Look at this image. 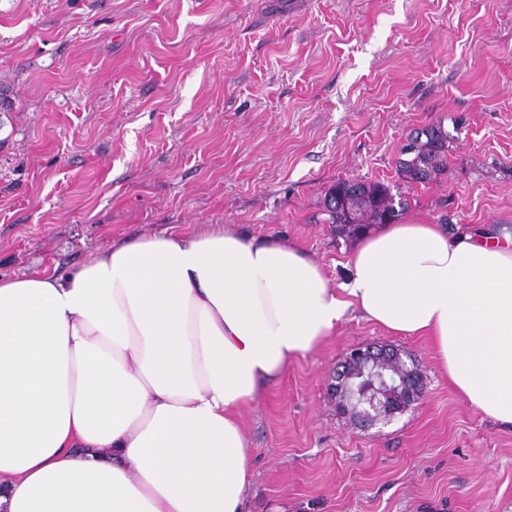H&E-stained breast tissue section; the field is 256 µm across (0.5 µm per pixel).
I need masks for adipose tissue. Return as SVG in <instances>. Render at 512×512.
Instances as JSON below:
<instances>
[{
    "instance_id": "ef3b65f1",
    "label": "adipose tissue",
    "mask_w": 512,
    "mask_h": 512,
    "mask_svg": "<svg viewBox=\"0 0 512 512\" xmlns=\"http://www.w3.org/2000/svg\"><path fill=\"white\" fill-rule=\"evenodd\" d=\"M348 265L215 228L0 278V512H247L242 411L354 310L512 426V234L403 219Z\"/></svg>"
}]
</instances>
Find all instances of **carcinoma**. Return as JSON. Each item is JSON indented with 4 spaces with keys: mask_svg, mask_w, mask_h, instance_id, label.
Segmentation results:
<instances>
[{
    "mask_svg": "<svg viewBox=\"0 0 512 512\" xmlns=\"http://www.w3.org/2000/svg\"><path fill=\"white\" fill-rule=\"evenodd\" d=\"M456 138L444 121L410 130L396 160L398 182H367L338 179L325 193L322 222L336 225V233L345 238L364 233L372 224H390L411 209V186L429 184L448 166V152ZM373 371L357 370V381L343 397L349 409L355 403L372 405L374 394H365Z\"/></svg>",
    "mask_w": 512,
    "mask_h": 512,
    "instance_id": "1",
    "label": "carcinoma"
}]
</instances>
